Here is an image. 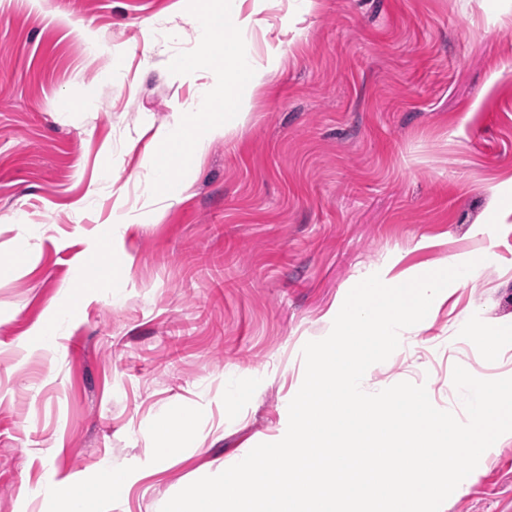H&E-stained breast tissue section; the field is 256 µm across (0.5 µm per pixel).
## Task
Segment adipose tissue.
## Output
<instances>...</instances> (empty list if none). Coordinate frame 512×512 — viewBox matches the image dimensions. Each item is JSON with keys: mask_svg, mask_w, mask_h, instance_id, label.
I'll return each mask as SVG.
<instances>
[{"mask_svg": "<svg viewBox=\"0 0 512 512\" xmlns=\"http://www.w3.org/2000/svg\"><path fill=\"white\" fill-rule=\"evenodd\" d=\"M102 470L103 479L93 490L65 487L58 483L45 489L44 512H99L101 499L122 496L128 485L126 474L108 463Z\"/></svg>", "mask_w": 512, "mask_h": 512, "instance_id": "adipose-tissue-1", "label": "adipose tissue"}]
</instances>
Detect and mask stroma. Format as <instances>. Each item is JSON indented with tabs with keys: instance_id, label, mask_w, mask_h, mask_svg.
I'll return each instance as SVG.
<instances>
[{
	"instance_id": "1",
	"label": "stroma",
	"mask_w": 512,
	"mask_h": 512,
	"mask_svg": "<svg viewBox=\"0 0 512 512\" xmlns=\"http://www.w3.org/2000/svg\"><path fill=\"white\" fill-rule=\"evenodd\" d=\"M186 3L0 0V250L33 245L0 277V512H42L47 479L91 487L107 462L129 484L102 512H160L280 440L304 344L376 272L479 262L367 390L422 383L463 421L455 366L512 377V0H232L266 82L160 202L155 140L216 82L168 70L198 44ZM101 224L128 271L87 288ZM178 410L195 427L159 459ZM476 471L441 512L512 499V433Z\"/></svg>"
}]
</instances>
